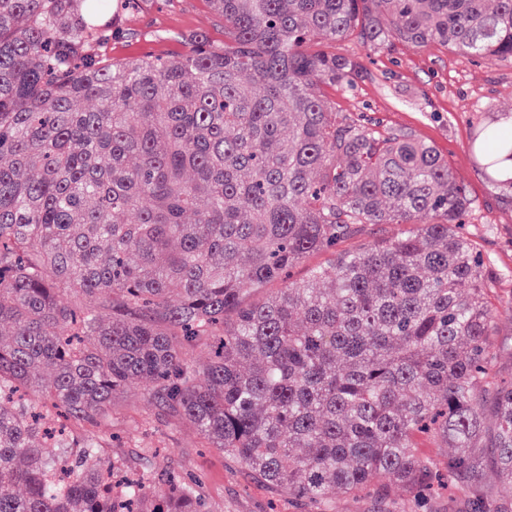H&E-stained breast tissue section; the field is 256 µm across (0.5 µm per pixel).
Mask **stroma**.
<instances>
[{
	"instance_id": "obj_1",
	"label": "stroma",
	"mask_w": 512,
	"mask_h": 512,
	"mask_svg": "<svg viewBox=\"0 0 512 512\" xmlns=\"http://www.w3.org/2000/svg\"><path fill=\"white\" fill-rule=\"evenodd\" d=\"M200 31L224 39V20L209 0H139L135 11H120L106 52L115 59L169 58L184 53ZM335 51L359 59L364 75L353 92L329 88L327 98L352 118L367 115L413 130L447 157L473 198L463 232L498 287L512 290V186L488 176L471 148L481 126L512 115V64L439 45L373 50L348 39ZM103 428L127 437L122 455L131 468L150 469L161 460L194 482L207 512H300L287 490L256 481L240 462L205 447L192 427L174 424L149 401L144 383L130 384L114 399Z\"/></svg>"
}]
</instances>
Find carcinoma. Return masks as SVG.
I'll use <instances>...</instances> for the list:
<instances>
[{"label": "carcinoma", "instance_id": "obj_1", "mask_svg": "<svg viewBox=\"0 0 512 512\" xmlns=\"http://www.w3.org/2000/svg\"><path fill=\"white\" fill-rule=\"evenodd\" d=\"M209 2L223 44L117 61L112 0H0V512H204L165 471L115 490L97 428L134 380L305 512L364 490L415 512L437 478L422 439L454 449L471 512H512V298L459 231L467 186L413 131L336 112L323 87L353 91L362 64L321 50L512 64V0ZM472 148L494 173L512 132ZM367 224L400 230L336 253ZM317 252L335 258L250 298ZM498 334L495 337L498 347L496 371L501 377L508 379L512 374V326L503 322Z\"/></svg>", "mask_w": 512, "mask_h": 512}]
</instances>
